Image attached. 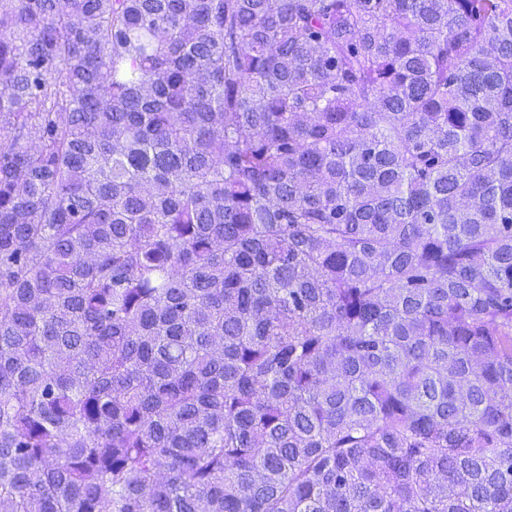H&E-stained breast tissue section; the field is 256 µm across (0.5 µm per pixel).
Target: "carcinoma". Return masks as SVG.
Instances as JSON below:
<instances>
[{
    "label": "carcinoma",
    "instance_id": "1",
    "mask_svg": "<svg viewBox=\"0 0 512 512\" xmlns=\"http://www.w3.org/2000/svg\"><path fill=\"white\" fill-rule=\"evenodd\" d=\"M0 512H512V0H0Z\"/></svg>",
    "mask_w": 512,
    "mask_h": 512
}]
</instances>
